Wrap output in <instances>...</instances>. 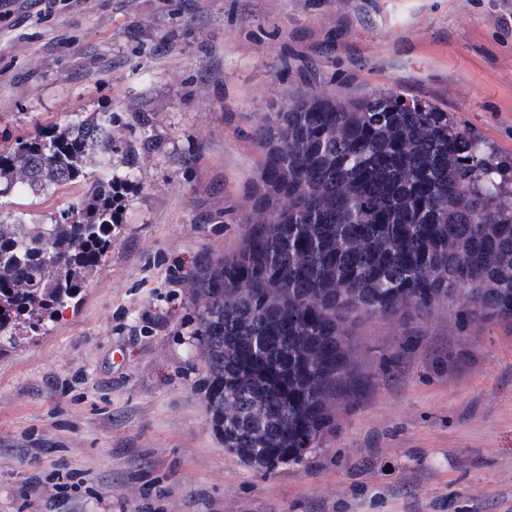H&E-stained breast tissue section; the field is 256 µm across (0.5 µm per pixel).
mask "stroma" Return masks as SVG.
Wrapping results in <instances>:
<instances>
[{"label": "stroma", "instance_id": "35a3bbf8", "mask_svg": "<svg viewBox=\"0 0 512 512\" xmlns=\"http://www.w3.org/2000/svg\"><path fill=\"white\" fill-rule=\"evenodd\" d=\"M0 147L108 112L132 154L119 233L81 298L0 355V512H512V328L442 302L357 329L368 382L325 448L269 473L224 449L186 284L241 242L257 130L314 87L393 89L512 155V0H0ZM0 198V221L76 202Z\"/></svg>", "mask_w": 512, "mask_h": 512}]
</instances>
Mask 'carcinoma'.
Returning a JSON list of instances; mask_svg holds the SVG:
<instances>
[{
    "mask_svg": "<svg viewBox=\"0 0 512 512\" xmlns=\"http://www.w3.org/2000/svg\"><path fill=\"white\" fill-rule=\"evenodd\" d=\"M262 190L241 246L203 253L188 282L193 347L224 449L264 472L336 432L366 376L355 329L458 303L459 329L512 325V159L450 114L395 90L304 91L262 129ZM112 113L0 149V197L84 184L48 224H0V354L47 329L112 247ZM102 169L90 181L89 161Z\"/></svg>",
    "mask_w": 512,
    "mask_h": 512,
    "instance_id": "obj_1",
    "label": "carcinoma"
}]
</instances>
